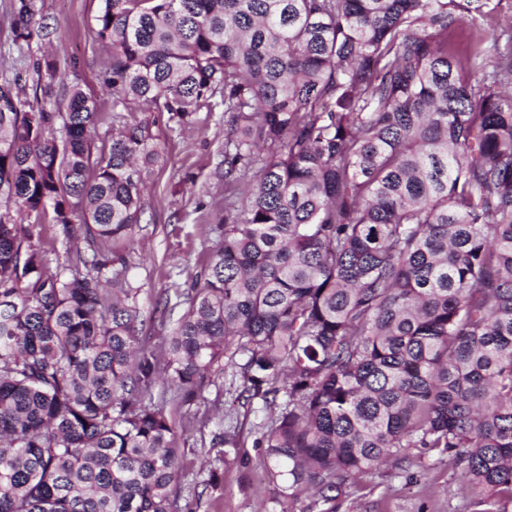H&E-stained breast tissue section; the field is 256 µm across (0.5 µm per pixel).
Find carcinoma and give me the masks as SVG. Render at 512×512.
<instances>
[{"label":"carcinoma","instance_id":"1","mask_svg":"<svg viewBox=\"0 0 512 512\" xmlns=\"http://www.w3.org/2000/svg\"><path fill=\"white\" fill-rule=\"evenodd\" d=\"M14 0L20 49L54 29ZM104 88L177 125L224 104L220 242L158 366L126 253L159 154L95 139L54 52L0 83V512H181L160 378L192 404L225 359L270 412L290 501L411 450L512 503V28L488 0H102ZM63 132L57 137V132ZM246 201L244 209L238 200ZM84 220L72 223L75 209ZM85 240L48 272L33 227Z\"/></svg>","mask_w":512,"mask_h":512}]
</instances>
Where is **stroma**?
<instances>
[{
    "label": "stroma",
    "instance_id": "stroma-1",
    "mask_svg": "<svg viewBox=\"0 0 512 512\" xmlns=\"http://www.w3.org/2000/svg\"><path fill=\"white\" fill-rule=\"evenodd\" d=\"M100 8L101 0H36L37 21L55 28L53 48L68 61L64 82L79 80L97 102L101 135L112 128L113 98L102 90L110 52L95 34ZM123 115L141 124L160 151L128 260L129 279L139 289L137 329L162 362L165 338L176 320L164 301L175 287H190L218 242L213 227L224 212L225 192L214 169L224 150V109L193 113L178 130L168 113L142 103L130 104ZM231 378V369L216 364L202 398L190 405L166 403L176 434L183 512H317L312 496L287 500L267 478L260 443L267 413L261 401H236ZM223 423L237 426L236 448L213 445ZM405 467L403 477L383 468L349 487L337 500L336 512H478L449 457L415 452ZM213 471L219 485L205 489Z\"/></svg>",
    "mask_w": 512,
    "mask_h": 512
}]
</instances>
